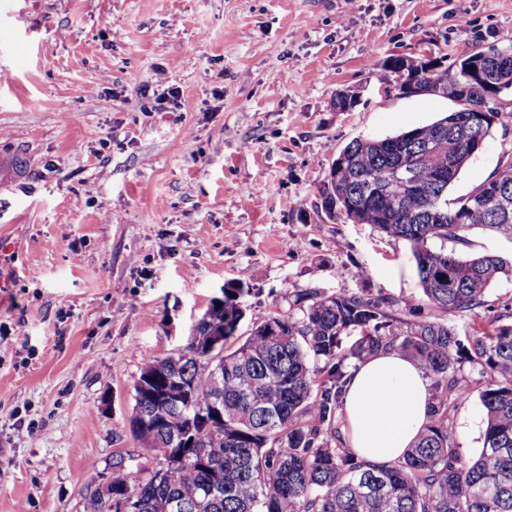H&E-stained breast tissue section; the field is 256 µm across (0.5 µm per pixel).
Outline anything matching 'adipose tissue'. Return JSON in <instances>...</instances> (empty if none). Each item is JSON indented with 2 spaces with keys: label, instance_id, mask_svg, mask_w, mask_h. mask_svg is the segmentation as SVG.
Here are the masks:
<instances>
[{
  "label": "adipose tissue",
  "instance_id": "ef3b65f1",
  "mask_svg": "<svg viewBox=\"0 0 512 512\" xmlns=\"http://www.w3.org/2000/svg\"><path fill=\"white\" fill-rule=\"evenodd\" d=\"M429 383L401 353L380 352L352 369L341 406L344 432L363 460H398L428 422Z\"/></svg>",
  "mask_w": 512,
  "mask_h": 512
}]
</instances>
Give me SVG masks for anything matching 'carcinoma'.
Here are the masks:
<instances>
[{"mask_svg":"<svg viewBox=\"0 0 512 512\" xmlns=\"http://www.w3.org/2000/svg\"><path fill=\"white\" fill-rule=\"evenodd\" d=\"M449 55L455 64L482 61L474 75L445 70L446 98L477 104L487 92L512 90V44ZM503 116L501 109L482 121L454 111L394 136L355 138L320 190L326 216L329 203L356 205L358 223L409 247L423 298L442 314L475 311L491 283L512 273L500 256L464 258L432 247L437 240L466 246L479 227L512 240V150L493 177L447 199L471 160V142ZM498 195L508 197L509 209L487 207ZM241 294L224 289L222 307L211 306L198 326L202 336L224 335L217 384L191 347L150 364L153 381L134 397L147 422H131L128 431L153 452L152 467L137 476L116 455L112 500L94 492L86 499L96 512H120L129 500L136 512H512V329L472 347L470 360L485 374V427L479 454L464 460L448 417L462 403L455 369L464 346L448 321H408L378 298L305 289L293 302L298 313L264 320L235 347ZM350 329L364 332L351 357L397 350L431 380L429 423L397 461L360 459L336 426L347 383L336 349ZM217 392L224 418L213 423L206 410Z\"/></svg>","mask_w":512,"mask_h":512,"instance_id":"carcinoma-1","label":"carcinoma"}]
</instances>
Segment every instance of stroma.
I'll return each mask as SVG.
<instances>
[{
  "instance_id": "1",
  "label": "stroma",
  "mask_w": 512,
  "mask_h": 512,
  "mask_svg": "<svg viewBox=\"0 0 512 512\" xmlns=\"http://www.w3.org/2000/svg\"><path fill=\"white\" fill-rule=\"evenodd\" d=\"M509 44L512 0H0V150L36 161L0 202V512H84L113 455L147 464L124 429L134 387L226 288L241 341L307 288L435 317L407 247L318 214L319 189L353 139L457 110L385 87L389 59ZM509 148L507 117L449 198ZM448 321L467 347L512 328V274ZM456 374L469 459L485 377Z\"/></svg>"
}]
</instances>
